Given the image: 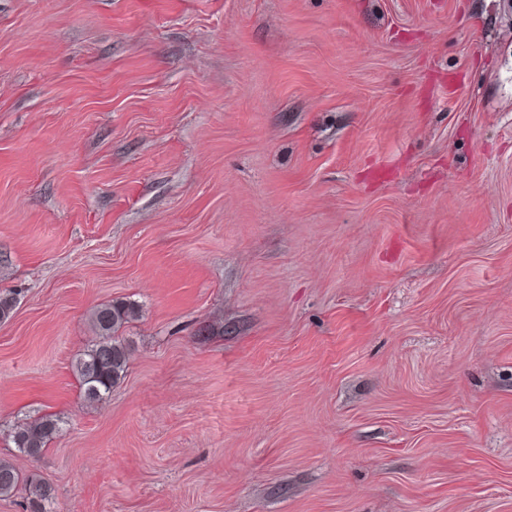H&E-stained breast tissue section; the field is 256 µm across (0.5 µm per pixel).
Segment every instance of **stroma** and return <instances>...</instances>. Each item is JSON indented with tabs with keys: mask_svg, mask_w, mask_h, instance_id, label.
Returning <instances> with one entry per match:
<instances>
[{
	"mask_svg": "<svg viewBox=\"0 0 512 512\" xmlns=\"http://www.w3.org/2000/svg\"><path fill=\"white\" fill-rule=\"evenodd\" d=\"M0 295L52 512H512V0H0ZM135 315L132 305L118 301L98 306L92 312L90 322L97 340L79 354L74 364L87 403L105 399L125 377L130 350L117 333ZM61 422L53 415L36 420L26 428H20L12 435L15 447L29 458H39L48 444L60 435Z\"/></svg>",
	"mask_w": 512,
	"mask_h": 512,
	"instance_id": "stroma-1",
	"label": "stroma"
}]
</instances>
